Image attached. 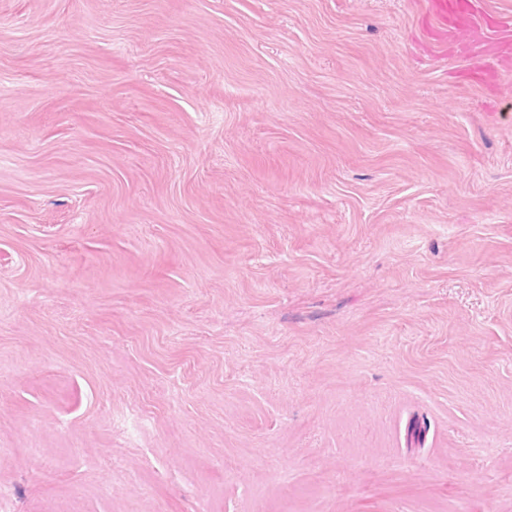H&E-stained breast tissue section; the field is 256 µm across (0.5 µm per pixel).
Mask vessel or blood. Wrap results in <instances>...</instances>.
I'll return each instance as SVG.
<instances>
[{
    "instance_id": "1",
    "label": "vessel or blood",
    "mask_w": 512,
    "mask_h": 512,
    "mask_svg": "<svg viewBox=\"0 0 512 512\" xmlns=\"http://www.w3.org/2000/svg\"><path fill=\"white\" fill-rule=\"evenodd\" d=\"M428 15L440 39L472 61L470 79H497L512 68V22L494 19L483 0H427Z\"/></svg>"
}]
</instances>
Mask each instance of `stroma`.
Instances as JSON below:
<instances>
[{
    "instance_id": "35a3bbf8",
    "label": "stroma",
    "mask_w": 512,
    "mask_h": 512,
    "mask_svg": "<svg viewBox=\"0 0 512 512\" xmlns=\"http://www.w3.org/2000/svg\"><path fill=\"white\" fill-rule=\"evenodd\" d=\"M427 0H0L11 512H512V69Z\"/></svg>"
}]
</instances>
